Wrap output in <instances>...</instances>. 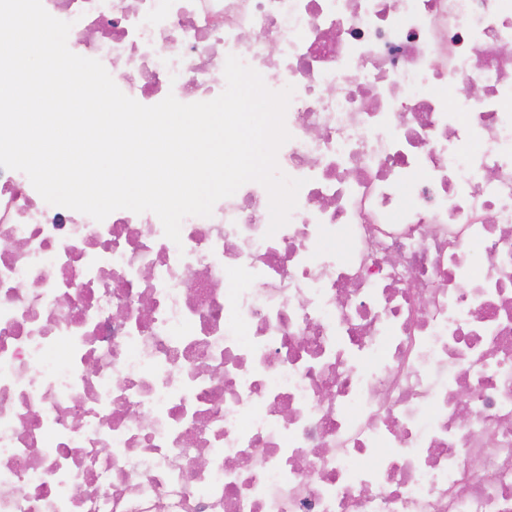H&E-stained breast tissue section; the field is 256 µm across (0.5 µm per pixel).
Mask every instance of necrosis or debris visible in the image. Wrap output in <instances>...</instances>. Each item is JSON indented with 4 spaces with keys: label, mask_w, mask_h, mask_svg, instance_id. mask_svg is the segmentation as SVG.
I'll list each match as a JSON object with an SVG mask.
<instances>
[{
    "label": "necrosis or debris",
    "mask_w": 512,
    "mask_h": 512,
    "mask_svg": "<svg viewBox=\"0 0 512 512\" xmlns=\"http://www.w3.org/2000/svg\"><path fill=\"white\" fill-rule=\"evenodd\" d=\"M42 4L146 106L293 87L304 185L176 243L0 168V512H512V0Z\"/></svg>",
    "instance_id": "necrosis-or-debris-1"
}]
</instances>
